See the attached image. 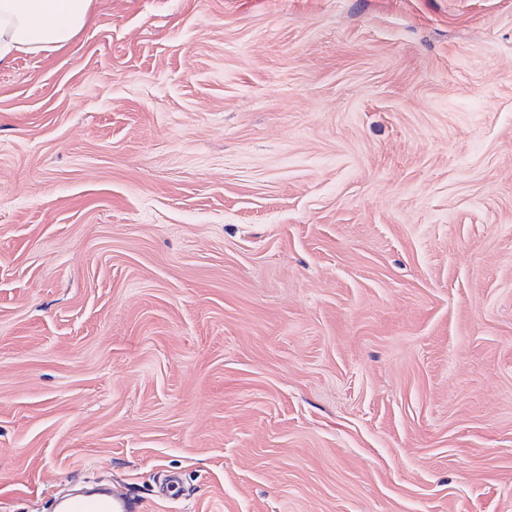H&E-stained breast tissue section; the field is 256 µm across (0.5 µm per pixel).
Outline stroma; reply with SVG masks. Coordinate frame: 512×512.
Masks as SVG:
<instances>
[{"label": "stroma", "instance_id": "1", "mask_svg": "<svg viewBox=\"0 0 512 512\" xmlns=\"http://www.w3.org/2000/svg\"><path fill=\"white\" fill-rule=\"evenodd\" d=\"M512 512V0H95L0 67V512ZM136 501L121 495L84 502L69 503L64 507L68 512H136L142 511Z\"/></svg>", "mask_w": 512, "mask_h": 512}]
</instances>
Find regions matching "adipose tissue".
I'll return each mask as SVG.
<instances>
[{"mask_svg": "<svg viewBox=\"0 0 512 512\" xmlns=\"http://www.w3.org/2000/svg\"><path fill=\"white\" fill-rule=\"evenodd\" d=\"M94 0H0V67L23 55L69 44L88 22Z\"/></svg>", "mask_w": 512, "mask_h": 512, "instance_id": "obj_1", "label": "adipose tissue"}]
</instances>
